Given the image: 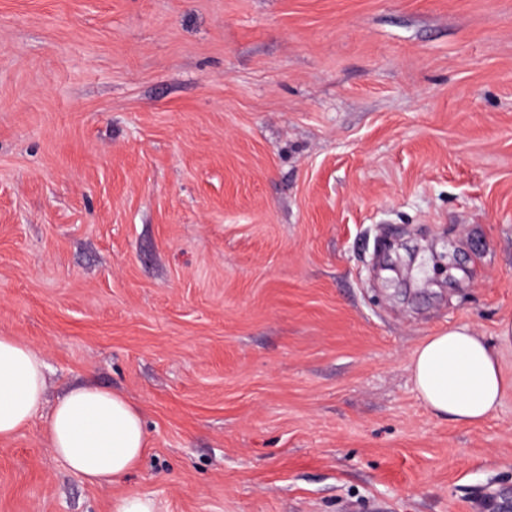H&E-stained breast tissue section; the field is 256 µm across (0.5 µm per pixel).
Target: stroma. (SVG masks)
<instances>
[{"label":"stroma","mask_w":512,"mask_h":512,"mask_svg":"<svg viewBox=\"0 0 512 512\" xmlns=\"http://www.w3.org/2000/svg\"><path fill=\"white\" fill-rule=\"evenodd\" d=\"M512 0H0V336L46 397L0 512H501L512 391L431 414L469 324L512 381ZM91 382L142 413L118 485L49 449ZM410 370L431 413L460 424L483 422L508 388L495 348L467 324L426 337L410 356ZM155 510L154 500L140 494L123 496L114 504V512H156Z\"/></svg>","instance_id":"obj_1"}]
</instances>
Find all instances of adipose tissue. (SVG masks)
<instances>
[{"instance_id":"ef3b65f1","label":"adipose tissue","mask_w":512,"mask_h":512,"mask_svg":"<svg viewBox=\"0 0 512 512\" xmlns=\"http://www.w3.org/2000/svg\"><path fill=\"white\" fill-rule=\"evenodd\" d=\"M47 364L39 349L15 336H0V439L26 427L44 398ZM415 389L437 418L477 424L507 391L497 353L469 325L426 337L410 356ZM51 451L86 481L121 482L146 453L139 410L111 390L83 384L56 403L45 426Z\"/></svg>"}]
</instances>
